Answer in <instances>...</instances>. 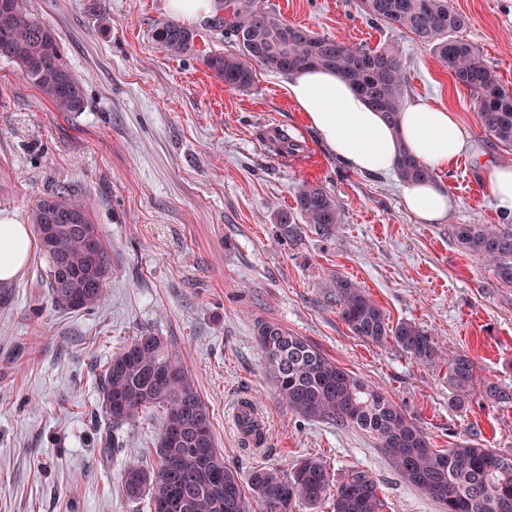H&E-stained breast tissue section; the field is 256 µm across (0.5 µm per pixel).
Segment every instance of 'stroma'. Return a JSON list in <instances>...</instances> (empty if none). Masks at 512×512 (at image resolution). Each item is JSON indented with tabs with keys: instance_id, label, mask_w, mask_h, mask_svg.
I'll return each instance as SVG.
<instances>
[{
	"instance_id": "1",
	"label": "stroma",
	"mask_w": 512,
	"mask_h": 512,
	"mask_svg": "<svg viewBox=\"0 0 512 512\" xmlns=\"http://www.w3.org/2000/svg\"><path fill=\"white\" fill-rule=\"evenodd\" d=\"M474 44L512 91V0H450ZM287 22L348 44H394L407 66L405 97L456 112L490 158L512 151L480 127L469 91L413 34L368 19L358 0H264ZM53 29L64 63L84 87V107L59 112L12 63L0 60V214L30 221L35 199L69 186L92 205L112 255L103 303L60 310L48 294L40 250L0 284V512H146L129 499L128 463L153 465L161 409L149 408L104 451L93 364L148 330L167 341L213 415L224 459L240 471L263 462L289 470L323 458L336 478L368 471L383 512H439L405 482L374 439L356 427L308 421L278 400L252 335L255 321L303 336L358 377L382 387L445 449L472 438L512 454V407L472 393L450 406L448 358L467 355L479 379L512 387V288L457 242L459 224H500L485 171L461 159L439 178L458 207L448 222L419 224L404 210L394 173L348 169L288 96L285 77L258 70L245 92L224 87L205 54L236 45L212 18L193 23L196 52L175 57L152 38L166 0H22ZM299 148L279 154L273 133ZM306 184L335 197L342 222L322 237L304 222L284 235L277 215ZM357 284L390 322L433 336L443 363L355 336L335 285ZM260 404L267 439L243 448L232 413Z\"/></svg>"
}]
</instances>
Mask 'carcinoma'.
<instances>
[{
	"label": "carcinoma",
	"mask_w": 512,
	"mask_h": 512,
	"mask_svg": "<svg viewBox=\"0 0 512 512\" xmlns=\"http://www.w3.org/2000/svg\"><path fill=\"white\" fill-rule=\"evenodd\" d=\"M372 20L414 34L448 68L455 82L470 91L480 125L496 144L512 150V94L501 87L480 50L455 33L467 25L450 0H360ZM224 34L233 37V54H208L203 64L224 86L247 91L256 69L286 74L307 68L336 70L387 121L395 126L404 104L406 64L393 46L375 49L349 46L332 37L293 26L302 38L285 41L287 23L259 0H226L219 19ZM196 33L167 20L153 31V40L173 56L195 51ZM0 59L17 65L29 82L58 112H78L84 90L62 59L52 29L16 3L0 7ZM404 182H423L435 173L410 153L395 163ZM63 212L78 215L81 224H60L52 242L42 226V200L34 204L30 220L47 263V287L52 300L65 310H89L104 299L112 273L105 243L97 253L86 246L88 235L99 236L86 200L69 187L46 193ZM296 211L324 237L335 235L342 223L336 199L322 186L307 184L295 196ZM454 235L465 250L481 256L499 281L512 286V224H458ZM65 280L82 286V306L70 303L59 288ZM336 304L351 332L368 342L393 343L414 359L442 361L437 343L411 322L392 324L383 310L354 283L336 280ZM254 337L265 355L278 398L292 413L312 421L354 425L367 432L389 457L400 476L436 501L442 512H512V455L462 439L448 449L431 446L407 410L381 388L330 360L315 345L280 325L258 320ZM448 383L454 389L451 406L460 408L477 383L474 363L465 355L448 360ZM99 398L105 419L119 425L148 407L165 412L154 448L155 465L127 466L126 495L147 498L149 512H289L302 501L314 508L330 502L331 512H382L376 481L364 470H352L336 481L320 457H306L289 472L264 465L246 474L224 461L217 446L210 409L192 375L169 350L165 340L143 331L120 346L105 362L99 379ZM480 396L493 406H512V389L484 382ZM237 416L241 445L258 448L266 439L255 403ZM182 415L180 432H168L169 418Z\"/></svg>",
	"instance_id": "carcinoma-1"
}]
</instances>
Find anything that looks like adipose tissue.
Here are the masks:
<instances>
[{
	"instance_id": "adipose-tissue-1",
	"label": "adipose tissue",
	"mask_w": 512,
	"mask_h": 512,
	"mask_svg": "<svg viewBox=\"0 0 512 512\" xmlns=\"http://www.w3.org/2000/svg\"><path fill=\"white\" fill-rule=\"evenodd\" d=\"M287 87L309 125L352 170L389 171L399 151L405 149L438 174L458 159L477 154L470 134L447 108L409 101L393 126L336 71H295L289 74ZM403 203L422 224L443 223L455 206L438 179L406 183ZM30 242L28 225L0 216V282L19 274L27 262Z\"/></svg>"
}]
</instances>
